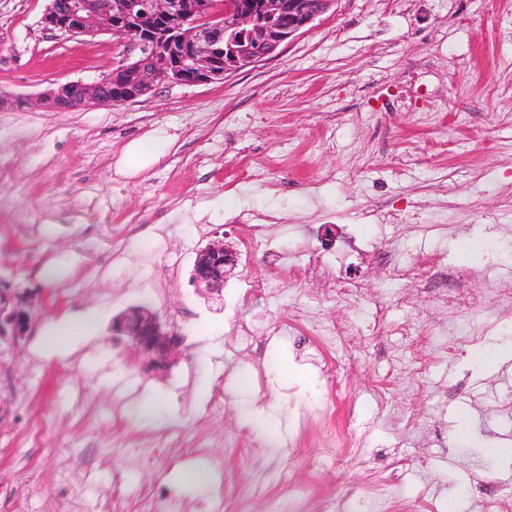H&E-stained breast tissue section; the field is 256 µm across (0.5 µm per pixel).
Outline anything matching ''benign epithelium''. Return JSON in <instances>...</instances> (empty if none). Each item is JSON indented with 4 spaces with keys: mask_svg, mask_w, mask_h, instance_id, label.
Wrapping results in <instances>:
<instances>
[{
    "mask_svg": "<svg viewBox=\"0 0 512 512\" xmlns=\"http://www.w3.org/2000/svg\"><path fill=\"white\" fill-rule=\"evenodd\" d=\"M337 0H253L250 7L224 0H50L44 28L69 36L110 32L124 47L115 69L123 73V102L150 94L160 83L191 84L224 78L268 60L302 34ZM224 23L217 24L218 13ZM111 75L85 83L72 81L43 92L39 103L54 112L89 110L112 105ZM239 264V252L215 238L196 252L193 285L199 294L221 295L224 281ZM32 294L8 285L0 289V340L20 344L28 335ZM115 337L142 358L144 369L165 372L174 362L181 337L150 308L134 306L112 320Z\"/></svg>",
    "mask_w": 512,
    "mask_h": 512,
    "instance_id": "7a95c632",
    "label": "benign epithelium"
}]
</instances>
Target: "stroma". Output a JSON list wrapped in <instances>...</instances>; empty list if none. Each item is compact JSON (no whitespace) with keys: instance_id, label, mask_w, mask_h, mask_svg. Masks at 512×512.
Masks as SVG:
<instances>
[{"instance_id":"obj_1","label":"stroma","mask_w":512,"mask_h":512,"mask_svg":"<svg viewBox=\"0 0 512 512\" xmlns=\"http://www.w3.org/2000/svg\"><path fill=\"white\" fill-rule=\"evenodd\" d=\"M47 0H0V279L38 292L27 338L0 346V512H482L488 474L512 483V0H337L282 52L224 81L163 83L122 106L46 112L54 83L92 82L123 48L112 35L68 37L41 24ZM163 130L147 169H119L124 147ZM275 216L223 301L190 283L197 249L241 246ZM156 243L153 253L145 241ZM364 245L366 293L386 301L308 304L295 272ZM280 256L270 263L268 252ZM430 280L389 286L411 257ZM276 288L239 300L249 272ZM465 289L478 308L444 310ZM405 303H398V295ZM148 305L184 338L176 364L147 373L115 344L113 317ZM351 321L365 349L297 348L298 307ZM94 309L99 330L52 349L39 330ZM277 326L245 364L236 324ZM427 318L421 384L398 326ZM472 343L446 350L455 328ZM495 348L484 365L475 354ZM335 357L341 391L323 365Z\"/></svg>"}]
</instances>
